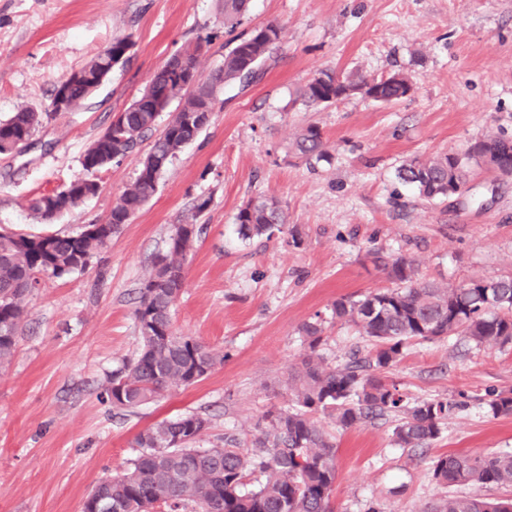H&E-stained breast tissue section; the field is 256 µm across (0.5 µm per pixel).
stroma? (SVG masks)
I'll return each instance as SVG.
<instances>
[{
    "label": "stroma",
    "instance_id": "stroma-1",
    "mask_svg": "<svg viewBox=\"0 0 512 512\" xmlns=\"http://www.w3.org/2000/svg\"><path fill=\"white\" fill-rule=\"evenodd\" d=\"M282 29L263 77L222 86L211 122L163 173L156 194L85 270L44 276L24 301L11 362L0 367V512H81L94 483L138 454L137 434L183 413L209 421L198 442L235 435L250 447L271 406L288 404L308 347L304 323L321 318L328 366L370 344L333 319L340 297L392 287L373 253L412 260L417 276L459 286L512 275V175L472 167L466 191L422 199L397 171L413 157L465 153L489 135L512 136V0H251L243 29ZM132 35L129 62L74 112L56 114L19 154L0 155V231L74 233L105 223L138 172L137 155L100 174L98 195L54 223L32 211L40 192L83 177L81 158L114 112L131 104L171 55L211 37L198 69L224 58L222 0H0V120L44 107L54 87L106 46ZM370 78L404 74L394 104L352 96L304 106L297 91L318 71ZM319 127L327 157L307 161L295 142ZM284 206V232L245 240L235 216L250 198ZM208 200L187 254L173 325L222 351L201 382L116 412L103 390L139 350L133 310L155 257L194 201ZM413 399L467 392L469 407L425 451L397 447L394 417L342 430L330 512H428L445 488L434 457L512 452V416L481 403L512 390V344L451 338L415 342L386 375Z\"/></svg>",
    "mask_w": 512,
    "mask_h": 512
}]
</instances>
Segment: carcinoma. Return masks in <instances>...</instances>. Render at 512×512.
<instances>
[{
	"instance_id": "1",
	"label": "carcinoma",
	"mask_w": 512,
	"mask_h": 512,
	"mask_svg": "<svg viewBox=\"0 0 512 512\" xmlns=\"http://www.w3.org/2000/svg\"><path fill=\"white\" fill-rule=\"evenodd\" d=\"M249 0H224V32L230 36L217 77H200L196 88L185 86L184 75L197 74V58L209 38L199 37L180 52L181 71L160 69L140 96L121 110L123 121L110 122L95 139L99 160L83 155L85 176L34 198L32 209L46 223L72 211L101 188L99 173L113 161L136 150L155 136L140 160L136 178L127 185L104 224H86L67 234L34 235L0 232V365L9 362L17 348L25 316L24 299L43 275L61 277L83 270L155 194L165 168L152 158L170 163L185 145L201 136L214 112L221 84L242 88L259 78L266 61L278 48L281 28L268 23L249 32L236 33L248 12ZM125 38L112 40V66L130 59ZM98 52L79 66L81 78L67 86L71 110L93 95L96 73L104 62ZM167 90L183 102L168 124L155 132L159 112L151 107L155 89ZM366 89L373 100L392 104L408 95L407 78L394 74L369 84L357 75L340 77L328 70L316 73L299 90L306 106L329 105L349 91ZM51 107H24L0 121V154L29 139L43 122L52 119ZM320 129L310 125L296 142L306 158H325ZM502 174L512 173V139L489 135L464 154L442 153L413 158L403 164L399 178L414 186L420 196L443 199L448 192L466 190L471 163ZM244 239L269 237L281 230L286 217L279 201L248 199L236 217ZM199 233L194 224H177L167 249L158 255L138 291L134 311L140 349L137 356L112 373L106 398L118 410H129L158 401L170 391L204 379L194 374L202 365L212 369L224 354L193 336L174 330L172 309L175 291L182 288L189 243ZM395 288L371 291L357 300L341 297L332 306L338 321L356 327L372 342L368 355L353 354L344 364L327 366L318 354L323 342L322 323L303 325L308 353L292 375L288 407L269 411L266 424L243 452L234 436L224 445L200 449L193 444L202 436L201 419L186 413L162 420L139 432V454L123 472L98 481L83 502L82 512H99L104 489L111 491L112 512H327L336 479V443L315 416H328L346 430L387 415L398 417L393 442L401 448L423 450L437 441L449 419L467 407L465 397L406 401L385 373L403 357L414 341H444L450 337L478 345L512 343V276L476 278L462 286H442L416 278L413 262L398 256L387 263ZM492 415H512V392L491 393L485 400ZM432 478L444 488L512 486V453L490 456L445 454L431 466ZM430 512H512V496L500 499L473 494H447Z\"/></svg>"
}]
</instances>
